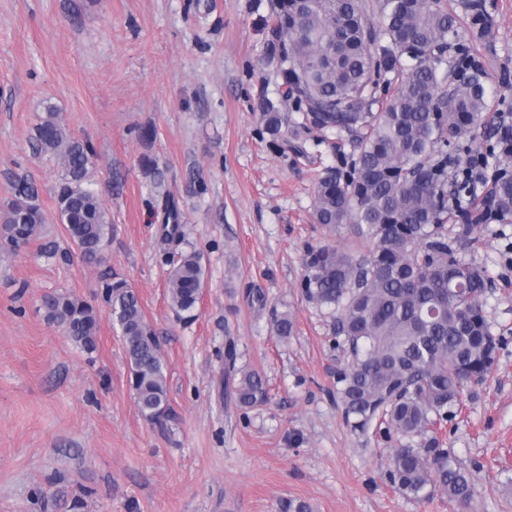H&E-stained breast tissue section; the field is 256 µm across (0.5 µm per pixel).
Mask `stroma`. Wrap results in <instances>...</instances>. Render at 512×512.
<instances>
[{"mask_svg":"<svg viewBox=\"0 0 512 512\" xmlns=\"http://www.w3.org/2000/svg\"><path fill=\"white\" fill-rule=\"evenodd\" d=\"M272 0H0V202L17 178L38 190L42 231L0 252V512H456L419 502L387 478V450L344 420L334 316L302 294L308 246L329 242L312 217L314 187L349 163L348 136L302 125L293 104L279 136L260 105L280 102L266 58ZM491 33L460 34L498 105L487 138L512 118V0H494ZM54 107L94 151L93 189L112 221L101 261L66 247L56 221L62 169L37 153L35 126ZM203 255L194 320L170 307L173 255ZM461 254L492 278L486 311L500 344L442 434L475 486L471 512H512V218L475 228ZM137 292L167 366L169 407L139 412L104 282ZM62 291L92 304L86 354L40 308ZM293 336L271 334L272 310ZM259 371L264 405L241 407L224 366Z\"/></svg>","mask_w":512,"mask_h":512,"instance_id":"1","label":"stroma"}]
</instances>
